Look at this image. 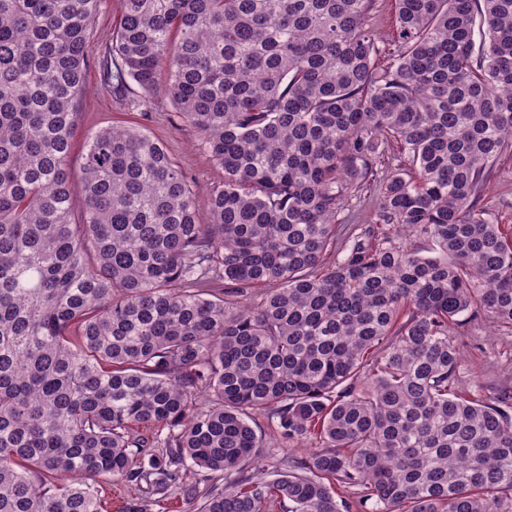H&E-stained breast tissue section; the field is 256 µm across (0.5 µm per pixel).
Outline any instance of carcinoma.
I'll use <instances>...</instances> for the list:
<instances>
[{"mask_svg": "<svg viewBox=\"0 0 512 512\" xmlns=\"http://www.w3.org/2000/svg\"><path fill=\"white\" fill-rule=\"evenodd\" d=\"M100 2L0 0V512H101L99 477L146 485L127 512H502L512 415L457 372L463 315L512 333V235L475 209L512 154V0H395L385 54L377 0H121L102 85L197 131L206 221L115 127L75 213ZM362 192L433 254L345 222ZM377 12L373 19L377 31L380 49L389 48L396 35V8L394 0H379Z\"/></svg>", "mask_w": 512, "mask_h": 512, "instance_id": "obj_1", "label": "carcinoma"}]
</instances>
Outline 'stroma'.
Segmentation results:
<instances>
[{"mask_svg":"<svg viewBox=\"0 0 512 512\" xmlns=\"http://www.w3.org/2000/svg\"><path fill=\"white\" fill-rule=\"evenodd\" d=\"M120 0H102L88 41L85 89L77 105L72 150L68 158L73 204L83 207L82 166L87 139L100 129L126 126L147 131L175 158L187 179L196 186L199 197H206L218 183L221 172L200 146L197 133L185 126L170 99L155 94L147 111H132L121 105L101 85L98 60L112 43V32L120 19ZM493 223L512 229V157L502 158L495 175L477 203ZM464 356L458 374L461 393L492 396L505 388L512 391V336L497 331L484 315L467 317L462 329Z\"/></svg>","mask_w":512,"mask_h":512,"instance_id":"35a3bbf8","label":"stroma"}]
</instances>
